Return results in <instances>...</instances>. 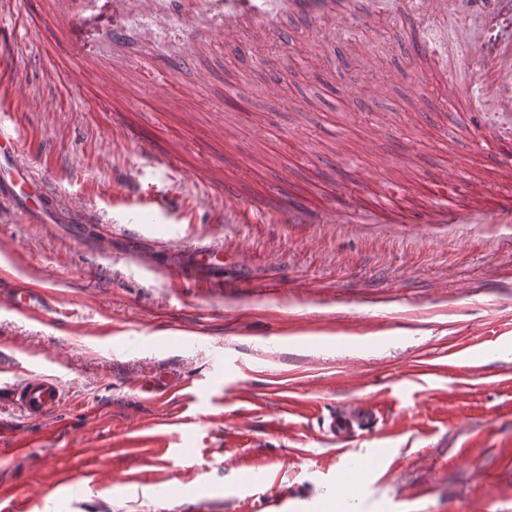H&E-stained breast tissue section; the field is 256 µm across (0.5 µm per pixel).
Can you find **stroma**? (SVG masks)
Returning <instances> with one entry per match:
<instances>
[{
    "label": "stroma",
    "instance_id": "1",
    "mask_svg": "<svg viewBox=\"0 0 512 512\" xmlns=\"http://www.w3.org/2000/svg\"><path fill=\"white\" fill-rule=\"evenodd\" d=\"M363 2L296 21L285 46L246 28L244 58L199 24L172 73L175 7L162 28L130 13L111 48L96 0L72 57L31 33L40 0H0V125L93 221L0 206V383L45 371L64 389L44 419L0 390V490L28 512H512V223L489 191L512 167L443 110L447 72L393 37L422 25L407 0ZM495 8L449 0L442 23L480 41ZM81 67L78 91L63 76ZM458 171L467 222L433 218ZM390 186L396 211L373 216ZM285 202L335 219L282 222ZM192 244L222 248V283L172 277ZM29 285L48 306L23 316L9 296ZM357 403L377 426L327 435Z\"/></svg>",
    "mask_w": 512,
    "mask_h": 512
}]
</instances>
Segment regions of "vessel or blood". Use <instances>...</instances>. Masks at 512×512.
Here are the masks:
<instances>
[{
  "instance_id": "1",
  "label": "vessel or blood",
  "mask_w": 512,
  "mask_h": 512,
  "mask_svg": "<svg viewBox=\"0 0 512 512\" xmlns=\"http://www.w3.org/2000/svg\"><path fill=\"white\" fill-rule=\"evenodd\" d=\"M94 0H50L42 17L41 26L57 42L70 45L72 20L87 11ZM183 5L188 24L206 22L217 27L225 47L234 48L241 42L240 28L244 25L264 27L273 38H283L278 17L290 8L288 0H177ZM499 11L487 15L485 22L490 36L480 44L470 43L449 48L444 36L427 35L425 44L440 68H447L449 57L462 63L478 61L480 78L472 86L448 82L449 109L461 110V119L468 125L483 127L486 115L496 116L512 112V0H500ZM16 146L4 130L0 129V203L9 204L34 224L55 223L60 205L44 188L30 167L15 158ZM461 189L457 179L441 178L437 183V196L433 206L435 215L456 214L455 200ZM224 263L219 250L201 248L192 254L189 266L182 275L202 278L220 272ZM45 303V292L38 287L13 290L11 304L20 314L39 310ZM9 397L26 416L43 418L61 404L64 392L60 380L53 375L31 372ZM376 421L373 410L359 409L352 420H330L328 431L342 437L353 429H371Z\"/></svg>"
}]
</instances>
